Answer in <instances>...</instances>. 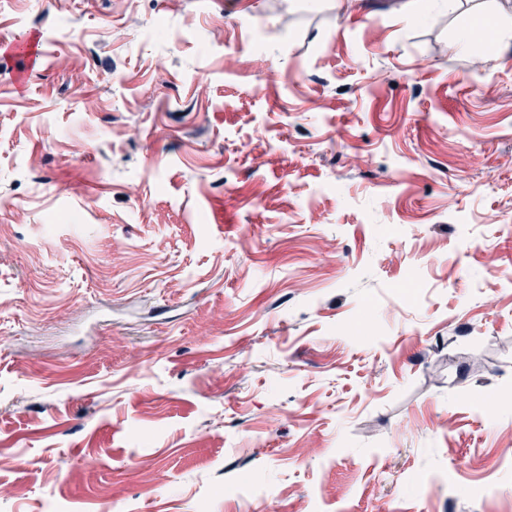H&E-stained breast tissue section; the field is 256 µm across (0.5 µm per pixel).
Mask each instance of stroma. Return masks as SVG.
<instances>
[{
  "label": "stroma",
  "mask_w": 512,
  "mask_h": 512,
  "mask_svg": "<svg viewBox=\"0 0 512 512\" xmlns=\"http://www.w3.org/2000/svg\"><path fill=\"white\" fill-rule=\"evenodd\" d=\"M409 2L0 0V512H512V0Z\"/></svg>",
  "instance_id": "35a3bbf8"
}]
</instances>
